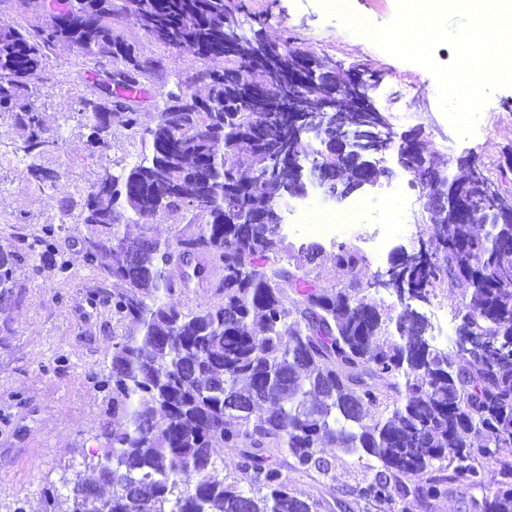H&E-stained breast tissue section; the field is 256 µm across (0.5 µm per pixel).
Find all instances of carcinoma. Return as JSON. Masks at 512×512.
<instances>
[{
	"mask_svg": "<svg viewBox=\"0 0 512 512\" xmlns=\"http://www.w3.org/2000/svg\"><path fill=\"white\" fill-rule=\"evenodd\" d=\"M40 3L44 13L60 11V23L9 24L0 32V112L11 113L25 130L22 149L35 159L54 144L42 119L35 85L47 52L57 42L78 46L81 57L107 56L147 64L134 45L114 33L112 0H20ZM136 23L177 60L194 49H224V69L194 95L161 94L152 125L140 113L118 111L113 99L128 98L127 84H100V94L80 111L100 147L108 145L112 124L139 136L142 160L110 186L93 185L78 219L91 227L81 254L99 279L122 289L98 291L92 304L112 307L116 322L134 329L112 343L110 375L100 381L112 395V415L125 426L106 435L94 465L97 481L81 478L46 487L45 512H319L322 505L292 492L284 469L326 475L321 448L329 443L346 453L364 452L379 463L359 496L375 506L394 501L391 479L418 478L413 493L423 499L448 492L461 477L485 491L484 512H512V190L503 188L505 166L491 175L467 160L443 185L448 214L422 234L442 262L421 255L402 271L404 287L429 299L452 277L464 288L460 326L474 325L501 345L493 355L466 357L468 369H453L448 355L428 342L424 316L400 306L396 317L354 288H318L310 278L319 243L298 248L275 234L273 199L291 181L263 173L278 167L266 152L234 143L236 129L253 110L244 97V78H259L250 43H224V0H131ZM273 58L282 72L301 67V50L287 39ZM332 86L312 85L288 97L290 112L309 106ZM416 169V184L433 171L413 137L397 146ZM325 168L338 164L365 168L356 157L327 153ZM466 206L490 216L489 229L471 231L456 220ZM131 212L141 226L136 236L112 224L113 214ZM192 211L198 231L174 243L149 234L164 215ZM268 212L266 224H244L249 212ZM295 250L285 267L281 253ZM19 252L0 246L1 300L11 297ZM336 266L358 278L367 259L353 241L340 243ZM181 268L179 278L168 274ZM214 288L221 301L186 311L173 300L191 286ZM396 320L402 340H381ZM393 400L390 416L369 410ZM482 440L479 447L473 438ZM239 449L238 475L230 481L214 473L224 466L222 447ZM500 459V479L486 480L477 455ZM196 480L189 484L188 474ZM402 488V495L410 493Z\"/></svg>",
	"mask_w": 512,
	"mask_h": 512,
	"instance_id": "obj_1",
	"label": "carcinoma"
}]
</instances>
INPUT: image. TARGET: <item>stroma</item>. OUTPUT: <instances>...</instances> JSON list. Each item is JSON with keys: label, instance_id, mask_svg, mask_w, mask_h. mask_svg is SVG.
Here are the masks:
<instances>
[{"label": "stroma", "instance_id": "1", "mask_svg": "<svg viewBox=\"0 0 512 512\" xmlns=\"http://www.w3.org/2000/svg\"><path fill=\"white\" fill-rule=\"evenodd\" d=\"M224 2L266 38L289 36L308 54L329 56L347 69L363 63L380 72L372 101L390 131L397 136L421 131L429 155L447 174H455L462 157L496 170L505 149L512 148V87L490 95L479 118L484 134L462 138L439 107L430 71L358 41L317 0ZM115 27L153 64L145 82L149 97L139 106L143 124L152 123L156 100L176 81L203 91L196 77L207 62L189 53L170 62L134 20L116 19ZM99 71L65 46L52 49L39 81L46 96L43 116L57 142L38 159L22 152L20 131L9 116L0 115V244L25 254L6 312L0 315V512H14L20 504L26 512H42L44 485L96 461L105 431L123 424L112 413L111 396L88 373L109 375L112 340L128 326L113 319L111 308L89 304L100 281L80 255L88 227L63 213L66 203L82 202L102 174L119 173L142 150L139 138L117 125L108 148L90 144L78 96L89 92L91 77ZM34 162L54 171L56 181H34L28 172ZM50 225L60 229L56 247L69 262L67 270L26 252ZM322 455L330 464L328 475L292 473L297 496L322 503L324 512H390L357 495L376 473L371 461L329 446ZM483 497L480 488L463 480L439 498L424 500L411 493L397 498L395 507L400 512H482Z\"/></svg>", "mask_w": 512, "mask_h": 512}]
</instances>
